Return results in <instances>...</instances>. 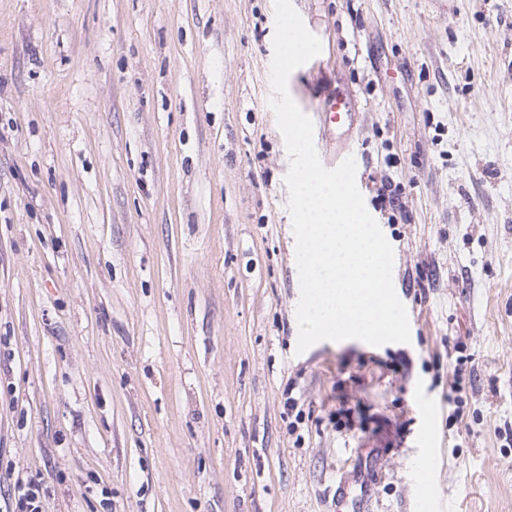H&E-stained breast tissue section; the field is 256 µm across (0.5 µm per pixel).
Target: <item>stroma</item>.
<instances>
[{"mask_svg":"<svg viewBox=\"0 0 512 512\" xmlns=\"http://www.w3.org/2000/svg\"><path fill=\"white\" fill-rule=\"evenodd\" d=\"M292 4L410 343L296 350L273 0H0V512H512V0ZM314 112L310 113L314 132L322 137L352 136L357 130V112L347 96H339L336 89L323 91L316 98ZM17 500L14 512H42L40 489L34 482L19 481L17 483Z\"/></svg>","mask_w":512,"mask_h":512,"instance_id":"1","label":"stroma"}]
</instances>
